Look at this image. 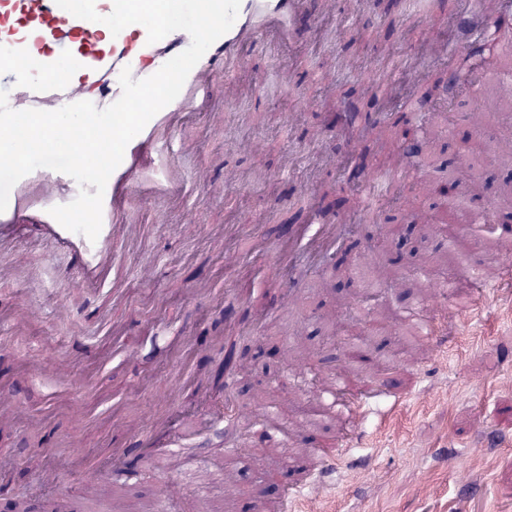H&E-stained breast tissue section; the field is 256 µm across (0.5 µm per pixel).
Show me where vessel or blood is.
Listing matches in <instances>:
<instances>
[{
	"label": "vessel or blood",
	"mask_w": 512,
	"mask_h": 512,
	"mask_svg": "<svg viewBox=\"0 0 512 512\" xmlns=\"http://www.w3.org/2000/svg\"><path fill=\"white\" fill-rule=\"evenodd\" d=\"M307 11L308 0H241L233 26L194 66L178 97L127 145L105 188L96 240L64 228L51 216V208L72 202L80 187L72 177L49 168L36 169L13 186L8 206L0 212V240L12 235L22 220H32L76 259L82 282L100 283L111 269L120 236L130 230L126 216L133 204L179 187L171 149L184 119L195 112L214 111L218 100L235 94L233 84L216 86L214 71L239 67L244 46L254 39L287 44ZM147 37L140 24L111 34L106 25L76 18L55 0H0V74L14 79L8 104L15 110H54L86 100L104 109L122 93L123 69H130L133 79L147 78L191 43L182 30L154 44ZM397 177L394 170L378 171L363 184L361 193L370 200L382 198ZM373 402L370 396L337 395L336 404L352 426L342 447L357 438L356 427L371 413Z\"/></svg>",
	"instance_id": "b4317fda"
}]
</instances>
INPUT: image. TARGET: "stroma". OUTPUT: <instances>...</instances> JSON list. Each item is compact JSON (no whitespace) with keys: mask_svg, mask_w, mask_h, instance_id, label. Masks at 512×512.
Here are the masks:
<instances>
[{"mask_svg":"<svg viewBox=\"0 0 512 512\" xmlns=\"http://www.w3.org/2000/svg\"><path fill=\"white\" fill-rule=\"evenodd\" d=\"M334 2L313 5L293 49L248 52L228 76L242 90L223 121H185L181 189L130 211L140 234L117 245L120 280L82 283L33 227L0 243V272L26 267L0 283V388L20 410L0 418V512H282L283 485L306 483L321 448L338 471L291 512H512V290L476 294L475 316L442 291L493 279L512 264V237L493 244L466 226L457 263L435 270L448 242L413 220L436 204L426 186L456 169L464 138L512 140V112L492 90L512 47V0L474 18L464 42L457 0ZM396 67L400 83L377 81ZM467 76L482 111L460 87ZM443 110L451 120L422 171L404 172L369 221L352 174L394 167L405 130ZM467 165L483 186L471 209L496 208L512 165ZM324 223L342 225V242L310 253ZM376 253L403 270L405 298L365 367L339 339L371 319L350 263ZM422 303L447 315L450 352L408 337ZM55 357L71 388L39 372ZM341 378L352 393L405 400L386 426L368 417L347 451L331 405ZM152 429L158 452L140 458ZM116 448L128 451L125 472L85 475L84 459L110 465Z\"/></svg>","mask_w":512,"mask_h":512,"instance_id":"1","label":"stroma"}]
</instances>
